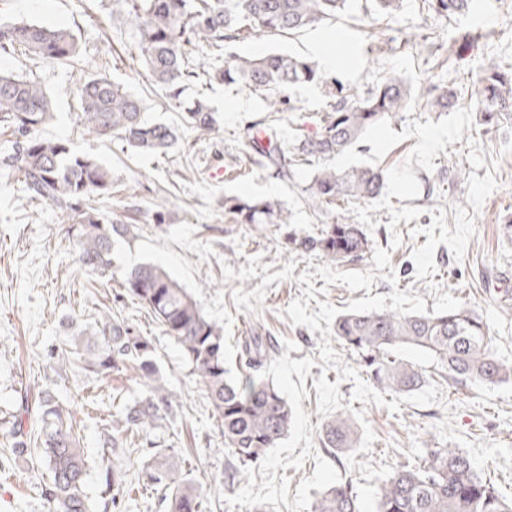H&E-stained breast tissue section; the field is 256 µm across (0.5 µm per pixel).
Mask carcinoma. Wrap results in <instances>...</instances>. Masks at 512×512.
<instances>
[{"instance_id":"obj_1","label":"carcinoma","mask_w":512,"mask_h":512,"mask_svg":"<svg viewBox=\"0 0 512 512\" xmlns=\"http://www.w3.org/2000/svg\"><path fill=\"white\" fill-rule=\"evenodd\" d=\"M112 14L122 16L137 31V51L146 81L164 91L175 105L188 83L208 77L271 94L268 112H279L287 92L298 84L322 81L312 59L281 52L238 56L218 69L198 71L193 55L202 47L223 49L255 24L266 32L297 31L333 19L344 12L348 0H111ZM377 13L393 20L402 0H371ZM474 0H433L435 11L450 17L470 11ZM22 48L39 59L75 64L81 56L78 36L67 29L38 23L0 21V51ZM430 107L445 112L455 93L448 86L434 87ZM412 88L397 76H384L365 96L330 93L331 103L318 129L303 134L295 151L279 144L278 118L252 124L245 139L252 150L286 179L299 160L318 162L316 175L305 189L304 202L314 209L334 201L377 197L387 180L378 168H337L335 157L352 148L371 127L396 118L411 98ZM77 94L80 126L98 138H116L136 153L166 154L177 143L179 129L151 120L140 97L102 74L82 75ZM471 98L483 125L493 127L512 111V73L488 69L475 83ZM54 117L51 96L39 83L0 72V126L21 134L0 159L4 168L20 174L30 197L49 202L68 215L80 268L103 275L112 268L116 238L133 236L130 224H105L91 205L93 197L111 193L112 169L98 159L75 152L62 141L48 140L41 129ZM216 112L203 98L181 112V125L200 135L212 133ZM224 207L241 224H286L288 212L277 201L233 197ZM331 263L359 258L368 240L359 225L340 214L317 238L301 242ZM123 287L146 305L163 330L181 349L199 376L224 433V444L238 465L228 482L239 483L267 451L288 434L293 410L270 382L248 371L236 380L226 377L224 328L208 319L197 300L162 266L145 263L129 269ZM336 339L357 357L372 385L388 393L407 395L420 389L425 378L411 363L392 355L408 346L433 355L456 383L499 385L512 382V362L492 351L489 324L482 315L455 308L427 315H398L391 311L345 313L336 318ZM248 365L260 362L262 342L244 340ZM80 368L97 377L135 368L147 380V390L112 412L100 436L99 477L110 501L126 492L117 465L106 454L117 455L122 436L162 427L173 415L176 397L159 378L151 340L104 307L93 327L83 329L50 355L49 368ZM324 447L344 453L354 447L357 430L351 417L340 413L322 426ZM11 452L46 462L50 483L41 487L49 512H90L86 493L90 474L88 456L81 446L77 421L55 400L50 389L25 393L12 415ZM147 481L165 490L166 512H199L201 491L180 475L158 451L147 461ZM313 512H362L348 483L327 488L315 501ZM375 512H512V498L501 495L459 448H430L420 463L401 462L380 485Z\"/></svg>"}]
</instances>
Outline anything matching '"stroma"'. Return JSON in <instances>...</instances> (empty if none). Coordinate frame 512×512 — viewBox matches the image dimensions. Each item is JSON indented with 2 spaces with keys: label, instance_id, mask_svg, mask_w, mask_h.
<instances>
[{
  "label": "stroma",
  "instance_id": "obj_1",
  "mask_svg": "<svg viewBox=\"0 0 512 512\" xmlns=\"http://www.w3.org/2000/svg\"><path fill=\"white\" fill-rule=\"evenodd\" d=\"M476 11L448 18L428 10L425 0H403L396 22L378 15L365 0L352 3L336 19L297 32L272 34L247 27L225 44V57L269 51L314 57L317 35L343 36L334 65L323 67L324 84L290 90L292 105L278 114L283 137L295 129L313 133L328 101L330 84L365 94L388 73L401 76L419 94L443 83L456 103L445 113L416 106L371 129L352 150L336 157L340 168L372 166L389 175L382 194L370 201L309 209L302 198L315 166L300 164L290 179L256 163L242 137L262 119L264 94L244 87L197 80L190 95L208 98L220 117L218 129L201 136L191 129L165 155H137L115 139L85 134L77 124L78 73L68 64L33 60L22 50L0 56V71L39 82L55 103L54 119L41 135L68 141L76 152L98 158L112 170V194L98 211L106 222L135 225L132 239L117 240L111 271L87 275L78 265L67 235V216L54 205L29 198L15 175L0 168V512H47L35 482L47 480L45 462L10 455L9 421L19 396L29 387H49L80 423L90 458L100 456L103 419L116 405L143 391L139 377L121 372L99 379L79 368L48 369L47 350L93 325L97 312L133 325L153 343L164 383L179 404L167 428L140 434L120 454L123 471L137 476L120 508L105 507L98 471L88 481L91 512H163L161 488L141 480L154 448L166 449L174 466L205 496L201 512H312L320 493L350 483L364 512H375L379 479L350 469L345 456L324 448V417L317 411L319 377L339 385L342 404L365 413L375 434L370 452L356 462L372 467L418 462L427 449L441 447L436 424L451 417L468 440L512 446V383L495 386L449 380L435 359L412 347L396 348L397 358L414 364L439 388V403L384 405L351 401L353 381L324 370L321 332L293 325L288 306L302 297L298 278L313 273L319 302L347 307L367 295L399 290L421 296L428 312L465 307L486 317L498 357L512 361V240L501 224L512 221V115L487 128L470 102L483 70L512 67V0H478ZM0 20L67 28L80 40L83 68L124 84L144 102L152 119L176 124L180 116L164 92L146 87L134 49L136 32L113 19L109 0H0ZM253 197L282 202L284 224H240L224 209L225 198ZM359 224L370 250L341 263L344 272L373 268L372 251L386 249L396 284L375 280L371 290L326 285L315 270L319 253L294 250L290 235L317 236L339 212ZM163 266L197 300L206 317L224 328V361L231 378L245 370L242 351L248 336L261 337L257 372L272 382L294 409L293 424L259 469L233 490L224 471L233 456L210 403L191 367L161 326L132 300L123 273L139 264Z\"/></svg>",
  "mask_w": 512,
  "mask_h": 512
}]
</instances>
